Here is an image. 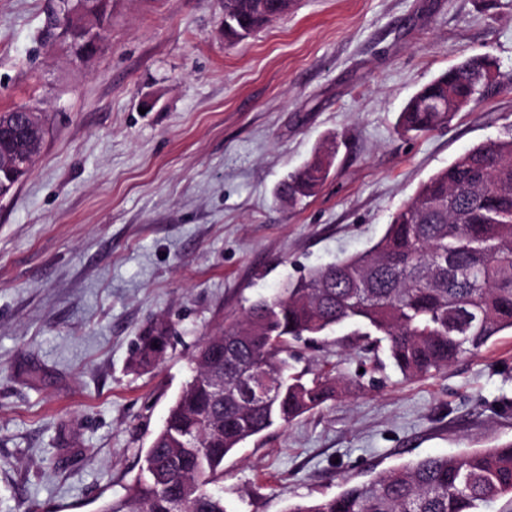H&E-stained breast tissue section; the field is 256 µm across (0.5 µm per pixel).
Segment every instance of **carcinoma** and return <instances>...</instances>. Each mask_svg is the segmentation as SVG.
I'll return each mask as SVG.
<instances>
[{"label": "carcinoma", "mask_w": 512, "mask_h": 512, "mask_svg": "<svg viewBox=\"0 0 512 512\" xmlns=\"http://www.w3.org/2000/svg\"><path fill=\"white\" fill-rule=\"evenodd\" d=\"M281 5L224 0V38L241 40L286 15ZM494 65L473 56L435 77L406 102L398 131L447 126L478 102ZM334 156L325 149L290 173L280 197L313 196ZM350 325L363 337L360 349L373 353L386 343L409 379L437 374L512 333V132L431 175L367 251L310 270L202 337L139 474L99 512H227L216 493L224 458L338 393L341 377L289 363L291 344ZM170 338L168 323L151 326L135 344L132 366L158 363ZM505 496L512 498V443L427 455L287 512H485Z\"/></svg>", "instance_id": "cac0c4a2"}]
</instances>
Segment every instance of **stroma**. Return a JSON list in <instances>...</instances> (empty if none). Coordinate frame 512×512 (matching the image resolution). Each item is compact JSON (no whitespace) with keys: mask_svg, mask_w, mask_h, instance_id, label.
Returning a JSON list of instances; mask_svg holds the SVG:
<instances>
[{"mask_svg":"<svg viewBox=\"0 0 512 512\" xmlns=\"http://www.w3.org/2000/svg\"><path fill=\"white\" fill-rule=\"evenodd\" d=\"M95 56L42 33L61 0H0V111L48 132L0 200V512H97L123 494L204 336L373 245L435 172L512 130V0H294L224 39V0H112ZM477 104L403 135L405 102L466 58ZM317 193L275 196L328 140ZM176 333L145 372L137 336ZM350 328L299 345L337 398L224 460L229 512H285L426 456L512 443V334L409 381Z\"/></svg>","mask_w":512,"mask_h":512,"instance_id":"stroma-1","label":"stroma"}]
</instances>
